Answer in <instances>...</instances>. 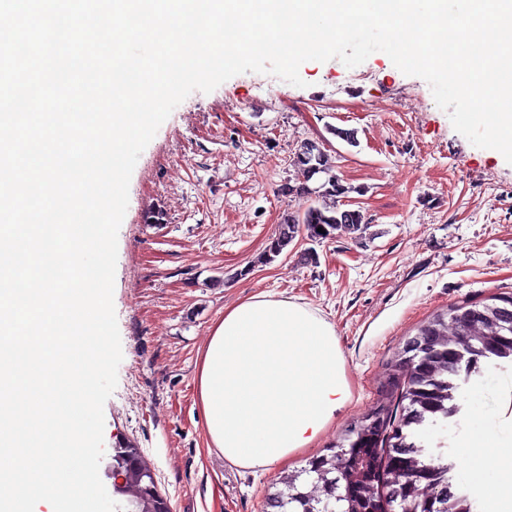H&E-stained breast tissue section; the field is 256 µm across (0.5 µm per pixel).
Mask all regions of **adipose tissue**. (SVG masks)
Masks as SVG:
<instances>
[{"mask_svg": "<svg viewBox=\"0 0 512 512\" xmlns=\"http://www.w3.org/2000/svg\"><path fill=\"white\" fill-rule=\"evenodd\" d=\"M208 447L243 468H273L311 447L350 398L336 332L308 307L260 293L213 325L195 375ZM468 477L512 512V442L492 430L467 442ZM496 455L487 473V455Z\"/></svg>", "mask_w": 512, "mask_h": 512, "instance_id": "obj_1", "label": "adipose tissue"}]
</instances>
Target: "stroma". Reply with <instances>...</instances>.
I'll return each mask as SVG.
<instances>
[{"mask_svg": "<svg viewBox=\"0 0 512 512\" xmlns=\"http://www.w3.org/2000/svg\"><path fill=\"white\" fill-rule=\"evenodd\" d=\"M304 87L246 72L191 93L142 151L120 225L113 303L123 359L104 405V453L132 442L171 512H271L272 483L325 454L376 404L393 353L432 314L512 293V164L455 131L428 83L383 54L359 69L304 62ZM354 131V142L337 137ZM320 144L365 230L312 244L297 235L262 260L284 211L317 196H284L302 142ZM162 209L166 221L146 215ZM315 248L318 261L300 256ZM260 292L314 310L335 331L351 397L317 443L287 467L244 469L208 449L194 378L213 325ZM443 446L469 488V432L512 435V364L489 361L457 393Z\"/></svg>", "mask_w": 512, "mask_h": 512, "instance_id": "stroma-1", "label": "stroma"}]
</instances>
